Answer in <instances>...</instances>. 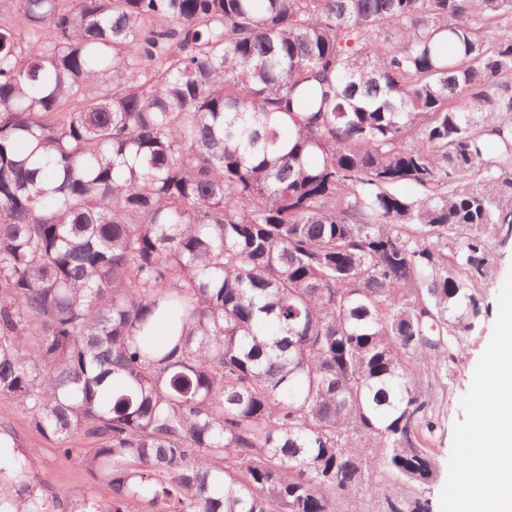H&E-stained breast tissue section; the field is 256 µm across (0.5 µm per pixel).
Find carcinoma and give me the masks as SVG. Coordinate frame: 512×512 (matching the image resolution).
<instances>
[{
    "label": "carcinoma",
    "instance_id": "obj_1",
    "mask_svg": "<svg viewBox=\"0 0 512 512\" xmlns=\"http://www.w3.org/2000/svg\"><path fill=\"white\" fill-rule=\"evenodd\" d=\"M8 2L0 399L98 490L3 426L0 512H432L512 226V0ZM497 271L494 278L481 288L484 306H488L487 316L480 322L474 332L463 338L462 358L458 364L448 368V375L442 376L439 391L437 411L441 420V430L438 431L434 443V454L438 467L436 480L427 488L426 496L432 501L433 512H439L441 491L448 475V459L450 456L453 430L457 422L464 420L460 400L470 388L477 362L485 350L497 317V298L500 289L510 271H512V231H507V225L495 245ZM0 423L8 425L20 438L23 449L38 462L39 478L56 492L75 497H91L95 484L86 473L64 462L58 454V444L36 432L29 416L16 405L0 400Z\"/></svg>",
    "mask_w": 512,
    "mask_h": 512
}]
</instances>
